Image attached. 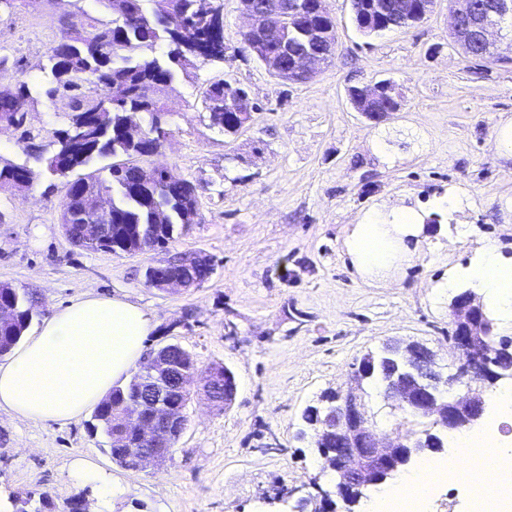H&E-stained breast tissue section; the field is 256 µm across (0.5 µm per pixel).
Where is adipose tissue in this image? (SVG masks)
Instances as JSON below:
<instances>
[{"mask_svg":"<svg viewBox=\"0 0 512 512\" xmlns=\"http://www.w3.org/2000/svg\"><path fill=\"white\" fill-rule=\"evenodd\" d=\"M412 221L401 210L393 222L374 217L362 224L353 242L357 261L383 269L392 243L389 224ZM466 275L489 302L512 314V263L503 262L497 245H486ZM153 328L146 309L117 297H90L56 310L0 364V409L36 422L79 417L136 369Z\"/></svg>","mask_w":512,"mask_h":512,"instance_id":"adipose-tissue-1","label":"adipose tissue"}]
</instances>
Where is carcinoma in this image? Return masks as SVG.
<instances>
[{
	"label": "carcinoma",
	"mask_w": 512,
	"mask_h": 512,
	"mask_svg": "<svg viewBox=\"0 0 512 512\" xmlns=\"http://www.w3.org/2000/svg\"><path fill=\"white\" fill-rule=\"evenodd\" d=\"M153 4L145 8V2ZM72 9L67 27L50 47L51 80L45 95L67 99L64 113L66 127L57 131L54 148L33 150L43 169L24 166L31 183L43 173L66 179V193L60 214L66 218L64 234L74 245L88 251L123 255L133 250L168 252L169 246L198 223L197 189L177 178L169 168L147 161L146 143L132 141L125 135L127 122L138 120L149 142L161 146L166 140V112L161 93L174 78L176 70L187 71L195 63L224 60V39L217 32L220 7L213 0H112L109 13L95 17L67 0ZM388 6L386 15L373 21L378 34L421 22L407 20L401 13L405 0H380ZM177 11L184 17V27L170 33L168 15ZM166 46L163 56L155 55L159 44ZM327 59L336 55V22L325 19L324 37L319 42ZM94 81L101 93L93 97L83 91L84 83ZM245 90L222 81L209 86L204 100L211 124L227 137L240 129L225 117L229 99ZM31 98L25 72L14 71L7 83H0V116L9 115L22 134L24 116L14 112V98ZM17 176V163L0 156V189ZM104 193L112 199V219L104 220L91 208L93 197ZM190 266L195 283L206 281L211 268L197 262V252H178L168 257L155 274L163 279L180 271L179 264ZM0 305L15 309L16 318L0 324V354L13 351L34 318L44 313L37 293L9 284L0 286ZM403 348L401 341H388L376 352V375L369 380L372 388L385 379L392 369L394 350ZM171 355L178 363L204 372L194 355L174 347ZM140 396L137 377L112 388L94 409L92 431L111 439L112 459L126 470L127 448L112 441V414L136 413L135 399ZM12 512H60L48 491H24L9 496Z\"/></svg>",
	"instance_id": "obj_1"
}]
</instances>
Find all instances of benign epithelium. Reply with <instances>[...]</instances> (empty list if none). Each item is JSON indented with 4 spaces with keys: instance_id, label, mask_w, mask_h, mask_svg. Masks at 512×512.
Here are the masks:
<instances>
[{
    "instance_id": "benign-epithelium-1",
    "label": "benign epithelium",
    "mask_w": 512,
    "mask_h": 512,
    "mask_svg": "<svg viewBox=\"0 0 512 512\" xmlns=\"http://www.w3.org/2000/svg\"><path fill=\"white\" fill-rule=\"evenodd\" d=\"M357 28L368 34L372 31V18L381 12L375 0H351ZM242 13L248 24L242 32L247 38L244 47L265 67L281 76L280 56L288 51L279 43L278 18L288 15V22L303 21L294 27L303 47L293 56L291 69L297 76L309 79L317 68L326 62V56L315 47L322 36L321 18L325 16V0H315L304 9L294 0H281L272 13H260L252 0H240ZM448 19L450 31H461L467 39L481 45L485 52H498L496 39L508 40L512 48V0H488L476 6L474 0H449ZM363 105L380 97H392L395 86L381 80L364 85L357 90ZM234 113L240 127L251 124L253 112L248 97L241 95L233 101ZM454 323L452 349L460 365L453 373L442 370L438 354L419 343H411L394 364L387 380L384 400L393 408L416 421L428 420L434 426L455 430L479 424L485 414L484 401L474 395L471 382L475 379L494 384L499 380H512V357L502 356L493 350L494 320L476 302L468 290L456 295L451 303ZM169 343L148 353L146 369L147 388L143 390L147 419L134 420L133 428L145 425L152 430L156 440L170 439L177 442L186 429L187 405H174L168 393L197 391L214 408L228 410L233 405L237 386L229 368L215 369L201 376L182 372V367L171 358ZM374 361L368 356L359 362L347 388L334 390L317 404L307 406L302 414L299 436L309 443L312 450L323 458L328 468L336 474L324 487L314 479V499L319 503L317 512H335L336 502L359 501L369 488L393 478L426 450V432H397L387 441L378 433L375 416L367 401L364 384L372 374ZM334 435L337 448L326 446V437ZM172 452L170 448L144 450L135 457L136 468H159Z\"/></svg>"
}]
</instances>
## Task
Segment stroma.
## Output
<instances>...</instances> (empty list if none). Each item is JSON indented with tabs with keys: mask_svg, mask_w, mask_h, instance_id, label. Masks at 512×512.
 I'll list each match as a JSON object with an SVG mask.
<instances>
[{
	"mask_svg": "<svg viewBox=\"0 0 512 512\" xmlns=\"http://www.w3.org/2000/svg\"><path fill=\"white\" fill-rule=\"evenodd\" d=\"M223 61L176 73L162 95L171 134L154 163L197 189L199 222L172 245L215 261L208 280L162 291L144 283L161 256L88 252L59 224L63 179L0 190V283L37 289L46 314L91 296L119 297L156 324L146 348L178 343L200 365L234 374L229 410L196 399L186 429L161 468L130 471L111 458L90 414L35 422L0 410V500L14 490L49 491L56 503L81 487L74 460L102 479L130 486L128 512H281L300 498L323 461L296 437L301 411L345 385L354 363L391 338L438 351L445 371L458 358L446 289L485 244L512 261V62L467 58L448 35V0L402 30L365 36L350 0H326L336 21L334 62L289 82L241 48L239 0H218ZM65 0H15L0 9V56L30 77L26 130L0 131V155L24 162L65 126L63 98L43 93L48 55L61 35ZM247 90L250 129L234 138L211 125L204 95L218 80ZM390 80L403 107L374 124L356 112L352 87ZM461 204L439 223L404 226L383 273L358 270L346 241L365 213L435 211L448 194Z\"/></svg>",
	"mask_w": 512,
	"mask_h": 512,
	"instance_id": "1",
	"label": "stroma"
}]
</instances>
